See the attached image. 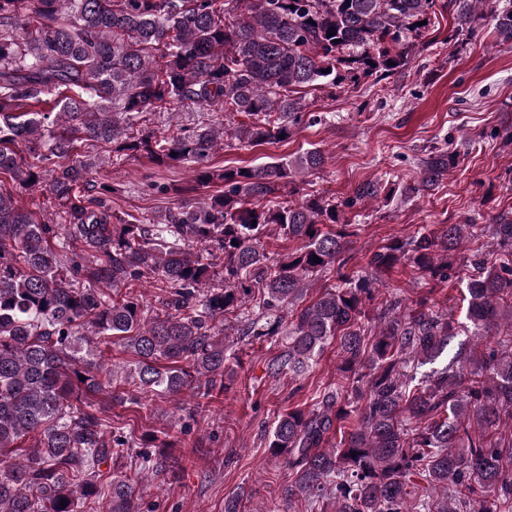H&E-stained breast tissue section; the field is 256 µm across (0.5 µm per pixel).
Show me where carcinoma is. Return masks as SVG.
<instances>
[{
    "label": "carcinoma",
    "instance_id": "cac0c4a2",
    "mask_svg": "<svg viewBox=\"0 0 512 512\" xmlns=\"http://www.w3.org/2000/svg\"><path fill=\"white\" fill-rule=\"evenodd\" d=\"M484 2L0 0V512H136L139 478L116 468L130 440L86 399L118 379L134 403L224 391L232 320L245 338L282 337L274 377L304 376L332 344L341 358L311 408L264 433L288 468V501L306 512H512L502 428L512 421V214L396 240L350 275L345 209L385 183L358 184L342 207L318 195L294 203L281 192L324 166L318 148L244 169L207 165L226 138L286 142L316 120L305 88L404 67L447 11L469 35ZM239 9L242 19L224 21ZM492 33L512 43V6L492 15ZM194 105L224 124L137 128L148 113ZM239 113L249 121L233 124ZM97 151L191 163L194 185L181 192L224 190L155 222L116 224V188L88 179ZM456 163L430 151L401 195L436 189ZM38 186L59 221L18 204L17 192ZM480 235L491 250L465 254ZM269 236L303 247L272 259ZM408 266L437 284L466 270L464 316L396 297L367 327L375 283ZM331 269L336 282L307 299L308 279ZM143 282L161 291L152 309ZM115 340L133 356L120 372L98 350ZM422 366L421 378L408 373ZM158 440L143 434L139 467H183L147 452Z\"/></svg>",
    "mask_w": 512,
    "mask_h": 512
}]
</instances>
